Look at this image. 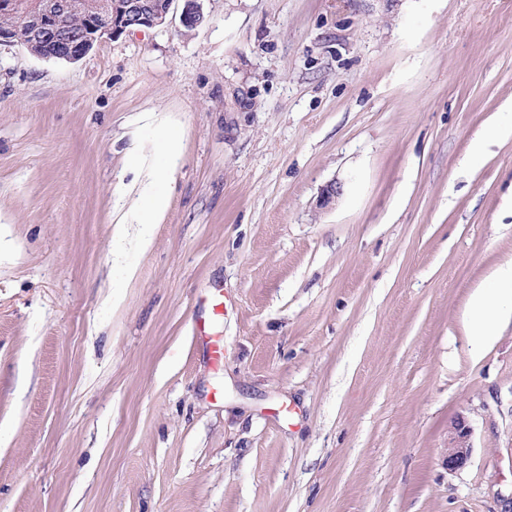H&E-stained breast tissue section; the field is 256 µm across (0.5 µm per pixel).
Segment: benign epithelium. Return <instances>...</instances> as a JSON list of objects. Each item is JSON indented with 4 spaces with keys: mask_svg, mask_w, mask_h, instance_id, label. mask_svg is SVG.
Listing matches in <instances>:
<instances>
[{
    "mask_svg": "<svg viewBox=\"0 0 512 512\" xmlns=\"http://www.w3.org/2000/svg\"><path fill=\"white\" fill-rule=\"evenodd\" d=\"M197 0H187L182 23L193 28L203 21ZM173 0H0V15L19 16L32 43L45 48L41 58L67 62L83 58L103 39H113L132 28L166 23ZM80 16L85 27L71 31L66 20ZM470 427L456 418L448 430V469L463 467L471 455Z\"/></svg>",
    "mask_w": 512,
    "mask_h": 512,
    "instance_id": "7a95c632",
    "label": "benign epithelium"
}]
</instances>
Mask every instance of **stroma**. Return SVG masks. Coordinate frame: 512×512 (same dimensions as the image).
<instances>
[{
    "label": "stroma",
    "mask_w": 512,
    "mask_h": 512,
    "mask_svg": "<svg viewBox=\"0 0 512 512\" xmlns=\"http://www.w3.org/2000/svg\"><path fill=\"white\" fill-rule=\"evenodd\" d=\"M184 6L0 46V512H512V0ZM164 177V173H162L143 186L142 193L151 197L152 204L147 211L141 214L138 224H159L162 221L168 200L164 192L157 190V186L159 183H163ZM509 318V309L493 303L484 285L476 288L465 318L470 336H474L476 341L481 344L490 337L496 336L503 323ZM470 427L464 417H457L448 430V467H463L471 455Z\"/></svg>",
    "instance_id": "1"
}]
</instances>
